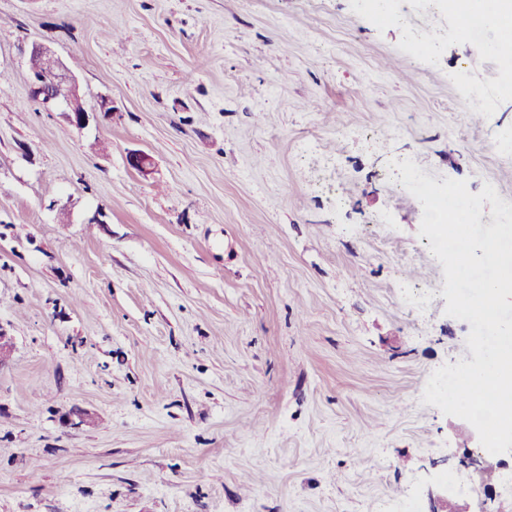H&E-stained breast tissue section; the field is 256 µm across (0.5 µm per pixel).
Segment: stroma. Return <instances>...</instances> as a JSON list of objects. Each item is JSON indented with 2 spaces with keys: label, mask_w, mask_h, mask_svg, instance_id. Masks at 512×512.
Returning a JSON list of instances; mask_svg holds the SVG:
<instances>
[{
  "label": "stroma",
  "mask_w": 512,
  "mask_h": 512,
  "mask_svg": "<svg viewBox=\"0 0 512 512\" xmlns=\"http://www.w3.org/2000/svg\"><path fill=\"white\" fill-rule=\"evenodd\" d=\"M398 5L0 0V512H512L421 401L471 325L392 166L512 200V93L493 29ZM34 42L111 112L33 101Z\"/></svg>",
  "instance_id": "obj_1"
}]
</instances>
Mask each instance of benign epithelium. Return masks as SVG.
<instances>
[{"instance_id": "obj_1", "label": "benign epithelium", "mask_w": 512, "mask_h": 512, "mask_svg": "<svg viewBox=\"0 0 512 512\" xmlns=\"http://www.w3.org/2000/svg\"><path fill=\"white\" fill-rule=\"evenodd\" d=\"M30 53L42 59V68L29 75L31 98L47 111L66 113L75 126L88 125L90 111L75 73L60 56L41 43H33Z\"/></svg>"}]
</instances>
